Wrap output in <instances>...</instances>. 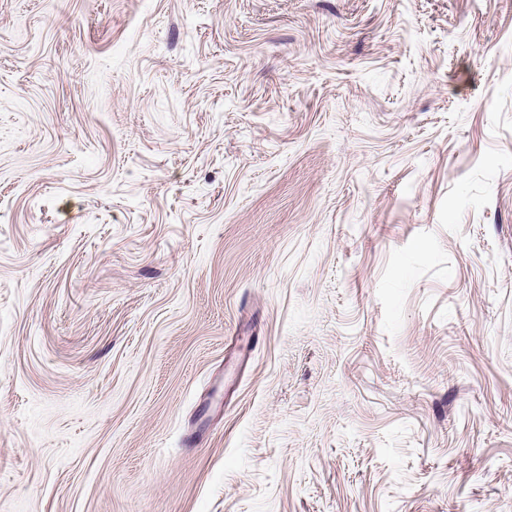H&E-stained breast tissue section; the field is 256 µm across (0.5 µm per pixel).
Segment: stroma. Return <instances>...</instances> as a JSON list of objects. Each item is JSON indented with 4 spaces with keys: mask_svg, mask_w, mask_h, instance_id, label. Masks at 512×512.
Segmentation results:
<instances>
[{
    "mask_svg": "<svg viewBox=\"0 0 512 512\" xmlns=\"http://www.w3.org/2000/svg\"><path fill=\"white\" fill-rule=\"evenodd\" d=\"M0 512H512V0H0Z\"/></svg>",
    "mask_w": 512,
    "mask_h": 512,
    "instance_id": "stroma-1",
    "label": "stroma"
}]
</instances>
